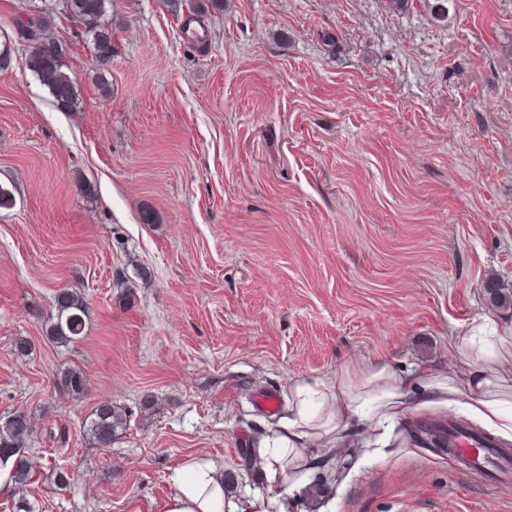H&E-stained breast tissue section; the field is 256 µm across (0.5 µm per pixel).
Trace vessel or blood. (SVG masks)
Here are the masks:
<instances>
[{
	"label": "vessel or blood",
	"mask_w": 512,
	"mask_h": 512,
	"mask_svg": "<svg viewBox=\"0 0 512 512\" xmlns=\"http://www.w3.org/2000/svg\"><path fill=\"white\" fill-rule=\"evenodd\" d=\"M441 443L450 459L481 478L512 477V452L493 447L491 440L454 423L441 431Z\"/></svg>",
	"instance_id": "1"
}]
</instances>
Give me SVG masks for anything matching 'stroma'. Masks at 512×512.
<instances>
[{
	"label": "stroma",
	"mask_w": 512,
	"mask_h": 512,
	"mask_svg": "<svg viewBox=\"0 0 512 512\" xmlns=\"http://www.w3.org/2000/svg\"><path fill=\"white\" fill-rule=\"evenodd\" d=\"M20 17L48 20L34 40L61 44L76 108L29 70ZM112 24L101 82L62 0H0V416L36 420L34 512H161L196 454L228 496L275 493L255 394L287 405L350 359L449 363L480 323L512 343L483 288L512 290V0H450L443 26L385 0H112ZM62 288L88 303L66 347L45 336ZM105 398L131 417L100 448L83 423ZM467 418L421 407L380 453L288 471V512H512V484L419 438Z\"/></svg>",
	"instance_id": "stroma-1"
}]
</instances>
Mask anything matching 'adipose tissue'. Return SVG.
I'll list each match as a JSON object with an SVG mask.
<instances>
[{
    "mask_svg": "<svg viewBox=\"0 0 512 512\" xmlns=\"http://www.w3.org/2000/svg\"><path fill=\"white\" fill-rule=\"evenodd\" d=\"M454 345L461 358L450 366L399 369L382 361L366 367L352 362L328 383H295L286 413L254 447L265 479L279 486L276 494L225 497L223 466L192 456L171 477L164 512H276L294 493L286 461L311 470L327 448L390 447L391 424L423 406L463 407L512 440V369L487 361L473 336L457 337Z\"/></svg>",
    "mask_w": 512,
    "mask_h": 512,
    "instance_id": "1",
    "label": "adipose tissue"
}]
</instances>
